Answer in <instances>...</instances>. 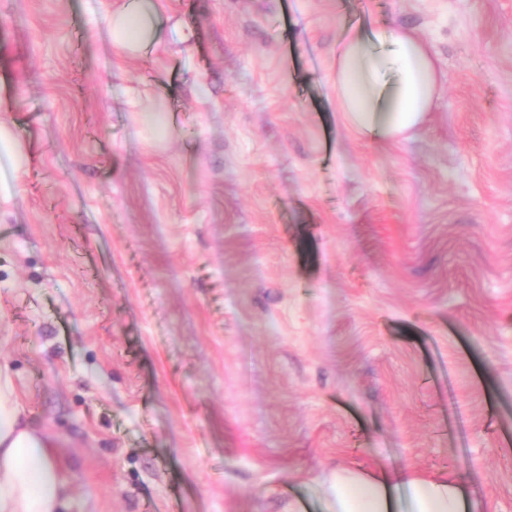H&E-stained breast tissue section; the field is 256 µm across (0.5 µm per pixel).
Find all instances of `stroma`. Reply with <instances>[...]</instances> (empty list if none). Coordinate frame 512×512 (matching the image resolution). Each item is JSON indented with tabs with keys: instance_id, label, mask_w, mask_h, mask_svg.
I'll return each instance as SVG.
<instances>
[{
	"instance_id": "1",
	"label": "stroma",
	"mask_w": 512,
	"mask_h": 512,
	"mask_svg": "<svg viewBox=\"0 0 512 512\" xmlns=\"http://www.w3.org/2000/svg\"><path fill=\"white\" fill-rule=\"evenodd\" d=\"M0 0V365L74 512H327L338 467L512 512V0ZM442 88L403 142L336 110L347 27ZM139 11L130 13L127 9L113 19L112 23V37L113 40L122 43L136 42L135 34H131L132 18H134Z\"/></svg>"
}]
</instances>
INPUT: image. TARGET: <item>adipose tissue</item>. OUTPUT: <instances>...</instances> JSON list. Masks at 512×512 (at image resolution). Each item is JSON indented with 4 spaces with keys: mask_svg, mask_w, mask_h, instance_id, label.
<instances>
[{
    "mask_svg": "<svg viewBox=\"0 0 512 512\" xmlns=\"http://www.w3.org/2000/svg\"><path fill=\"white\" fill-rule=\"evenodd\" d=\"M439 71L430 45L403 27H353L336 52L340 112L363 134L397 139L419 127L437 96ZM51 436L17 402L11 375L0 366V512H73L74 475L54 453ZM407 491L408 512H466L456 479L412 472L341 469L330 496L333 512H390L391 489Z\"/></svg>",
    "mask_w": 512,
    "mask_h": 512,
    "instance_id": "obj_1",
    "label": "adipose tissue"
}]
</instances>
